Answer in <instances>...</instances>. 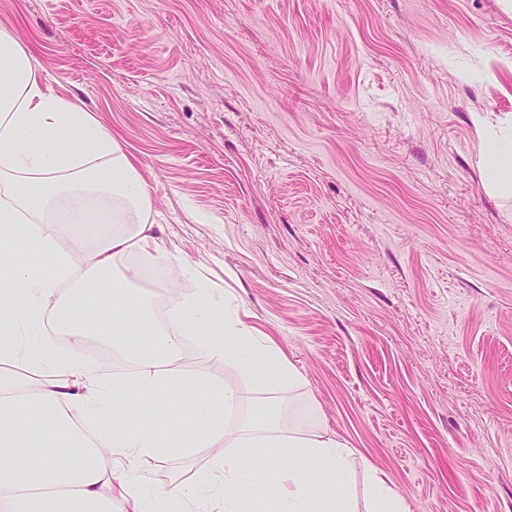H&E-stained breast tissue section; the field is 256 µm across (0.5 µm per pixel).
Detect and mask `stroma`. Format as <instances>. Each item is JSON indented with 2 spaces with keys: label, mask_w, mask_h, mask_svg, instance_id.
I'll list each match as a JSON object with an SVG mask.
<instances>
[{
  "label": "stroma",
  "mask_w": 512,
  "mask_h": 512,
  "mask_svg": "<svg viewBox=\"0 0 512 512\" xmlns=\"http://www.w3.org/2000/svg\"><path fill=\"white\" fill-rule=\"evenodd\" d=\"M44 80L120 135L167 248L153 311L207 282L300 372L289 420L357 451L409 512H512V197L473 114L512 122L499 0H0ZM239 415L249 372L186 339ZM209 449L170 453L157 490Z\"/></svg>",
  "instance_id": "obj_1"
}]
</instances>
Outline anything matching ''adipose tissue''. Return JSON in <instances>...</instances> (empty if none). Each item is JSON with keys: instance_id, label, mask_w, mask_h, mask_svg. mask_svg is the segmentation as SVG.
I'll return each mask as SVG.
<instances>
[{"instance_id": "ef3b65f1", "label": "adipose tissue", "mask_w": 512, "mask_h": 512, "mask_svg": "<svg viewBox=\"0 0 512 512\" xmlns=\"http://www.w3.org/2000/svg\"><path fill=\"white\" fill-rule=\"evenodd\" d=\"M484 171L492 190L512 195V139L487 143ZM104 213L116 229L98 235L92 253L78 240L71 252L57 251L56 237L77 223L98 226ZM46 224L53 234L43 233ZM155 227L151 189L121 139L81 101L46 85L31 52L0 26V512H191L216 502L222 512H246L236 490L249 482L260 483L276 512H353L342 492L355 456L346 442L319 426L281 428L276 404L228 423L237 395L181 371L186 336L213 360L244 370L277 348L220 307L205 285L158 324L135 287L138 270L113 272L135 249L152 246L160 260H174L158 246ZM17 235L48 263L18 255L9 245ZM66 281L71 295L53 300ZM84 299L111 309V319L87 317L78 307ZM50 322L67 335L66 354L41 342L26 355L32 377L5 369L19 352L18 336L40 335ZM93 337L131 359L129 384L101 383L83 356ZM47 367L53 375L40 377ZM177 389L186 406L174 404ZM144 405L165 410L163 426L139 420ZM218 438L224 447L214 449L208 471L153 489L165 449L190 457ZM243 448L255 451L252 467L242 464ZM107 455L115 467L105 468ZM323 479L336 484L335 494L322 492Z\"/></svg>"}]
</instances>
